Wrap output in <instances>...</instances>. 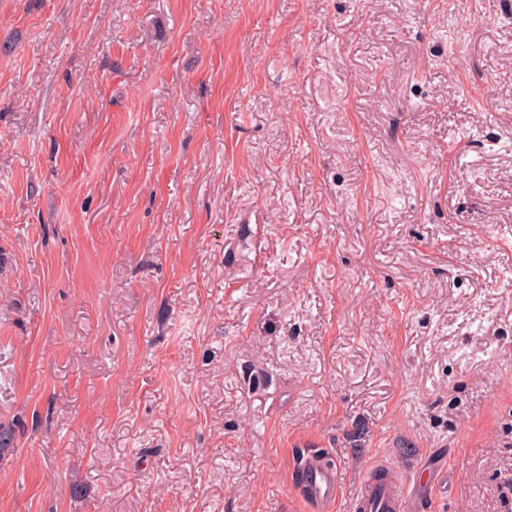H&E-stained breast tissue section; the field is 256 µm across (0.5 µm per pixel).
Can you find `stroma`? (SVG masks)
Returning a JSON list of instances; mask_svg holds the SVG:
<instances>
[{"label":"stroma","instance_id":"stroma-1","mask_svg":"<svg viewBox=\"0 0 512 512\" xmlns=\"http://www.w3.org/2000/svg\"><path fill=\"white\" fill-rule=\"evenodd\" d=\"M1 427L0 512H512V0H0ZM295 480L309 510L322 512L339 498L343 475L337 463L307 452L297 463ZM413 481L386 463L375 465L361 480L346 510L349 512H420L433 507L435 479L420 469Z\"/></svg>","mask_w":512,"mask_h":512}]
</instances>
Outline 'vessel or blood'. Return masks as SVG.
Here are the masks:
<instances>
[{
    "mask_svg": "<svg viewBox=\"0 0 512 512\" xmlns=\"http://www.w3.org/2000/svg\"><path fill=\"white\" fill-rule=\"evenodd\" d=\"M295 480L310 512H324L339 498L343 475L337 463L313 452L302 454ZM436 482L427 470L404 478L392 466L375 465L348 503L349 512H423L433 501Z\"/></svg>",
    "mask_w": 512,
    "mask_h": 512,
    "instance_id": "vessel-or-blood-1",
    "label": "vessel or blood"
}]
</instances>
